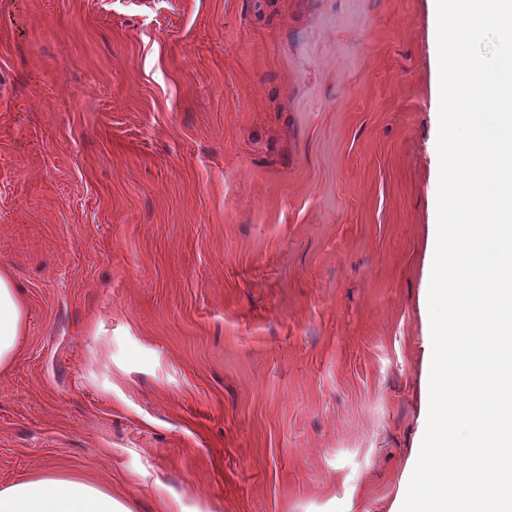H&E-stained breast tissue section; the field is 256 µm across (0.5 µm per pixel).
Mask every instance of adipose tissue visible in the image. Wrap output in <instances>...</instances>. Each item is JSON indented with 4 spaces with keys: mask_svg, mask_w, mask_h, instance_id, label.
<instances>
[{
    "mask_svg": "<svg viewBox=\"0 0 512 512\" xmlns=\"http://www.w3.org/2000/svg\"><path fill=\"white\" fill-rule=\"evenodd\" d=\"M26 302L7 271H0V374H7L24 334ZM0 512H129L100 487L51 474L0 489Z\"/></svg>",
    "mask_w": 512,
    "mask_h": 512,
    "instance_id": "1",
    "label": "adipose tissue"
}]
</instances>
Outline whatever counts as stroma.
I'll list each match as a JSON object with an SVG mask.
<instances>
[{"instance_id":"35a3bbf8","label":"stroma","mask_w":512,"mask_h":512,"mask_svg":"<svg viewBox=\"0 0 512 512\" xmlns=\"http://www.w3.org/2000/svg\"><path fill=\"white\" fill-rule=\"evenodd\" d=\"M438 125L435 0H0V488L399 512ZM25 299L9 272L0 271V374H7L21 344L27 318Z\"/></svg>"}]
</instances>
